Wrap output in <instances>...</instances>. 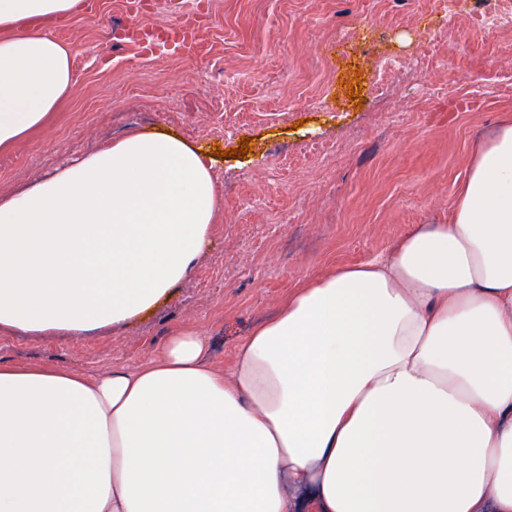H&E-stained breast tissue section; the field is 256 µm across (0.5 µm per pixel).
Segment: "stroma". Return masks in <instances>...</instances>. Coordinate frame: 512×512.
<instances>
[{"label": "stroma", "instance_id": "35a3bbf8", "mask_svg": "<svg viewBox=\"0 0 512 512\" xmlns=\"http://www.w3.org/2000/svg\"><path fill=\"white\" fill-rule=\"evenodd\" d=\"M43 28L75 86L47 124L0 152V195L133 131L213 147L220 209L192 273L151 310L81 336L0 329V360L90 374L141 365L176 327L216 366L304 280L447 223L474 156L512 120V29L450 24L434 0H210L199 56L113 44L122 0H82ZM251 138L246 157L229 156Z\"/></svg>", "mask_w": 512, "mask_h": 512}]
</instances>
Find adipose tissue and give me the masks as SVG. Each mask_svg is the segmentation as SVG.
I'll return each mask as SVG.
<instances>
[{
    "label": "adipose tissue",
    "mask_w": 512,
    "mask_h": 512,
    "mask_svg": "<svg viewBox=\"0 0 512 512\" xmlns=\"http://www.w3.org/2000/svg\"><path fill=\"white\" fill-rule=\"evenodd\" d=\"M82 0H0V151L72 92L67 45L19 32ZM213 167L131 132L0 196V327L124 324L187 277ZM177 327L90 375L0 361V512H512V121L449 223L295 288L234 348Z\"/></svg>",
    "instance_id": "obj_1"
}]
</instances>
